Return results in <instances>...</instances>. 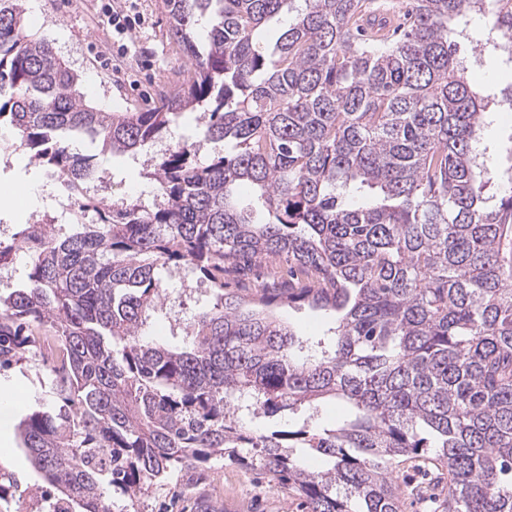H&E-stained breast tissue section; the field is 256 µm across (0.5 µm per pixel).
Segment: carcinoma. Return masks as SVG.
I'll list each match as a JSON object with an SVG mask.
<instances>
[{
  "instance_id": "carcinoma-1",
  "label": "carcinoma",
  "mask_w": 512,
  "mask_h": 512,
  "mask_svg": "<svg viewBox=\"0 0 512 512\" xmlns=\"http://www.w3.org/2000/svg\"><path fill=\"white\" fill-rule=\"evenodd\" d=\"M166 2L189 80L149 111L106 112L27 33L22 0H0L6 148L64 190L96 171L71 133L135 155L191 111L228 148L203 165L179 142L144 171L152 204L82 197L97 223L0 241V261L29 258L27 283L0 294V370L42 365V409L20 423L34 467L68 512H112V491L141 499L213 458L263 471L308 512H400V466L429 451L442 512H512V165L478 162L494 101L457 59V25L479 12L503 61L512 0H411L400 34L367 0ZM283 262L286 288L228 289L243 264ZM172 266L213 297L181 347L146 334ZM247 301L308 304L336 326L314 350L239 313ZM327 398L348 409L332 426L315 420ZM277 411L302 424L243 426ZM309 454L327 467L306 469Z\"/></svg>"
}]
</instances>
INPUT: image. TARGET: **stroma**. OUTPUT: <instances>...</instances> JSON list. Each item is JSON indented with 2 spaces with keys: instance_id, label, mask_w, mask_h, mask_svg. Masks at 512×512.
Wrapping results in <instances>:
<instances>
[{
  "instance_id": "obj_1",
  "label": "stroma",
  "mask_w": 512,
  "mask_h": 512,
  "mask_svg": "<svg viewBox=\"0 0 512 512\" xmlns=\"http://www.w3.org/2000/svg\"><path fill=\"white\" fill-rule=\"evenodd\" d=\"M37 10L26 13L27 29L37 38L50 40L58 57L78 77L77 89L85 101L108 112H143L153 107L162 89L187 77L188 65L178 43L169 31L164 0H37ZM139 15L134 30L120 35L109 25L103 13L105 4ZM470 39L461 41L462 56H480L479 66L469 69L470 82L495 90L512 84V71L499 64L490 54H477L474 39L486 38L482 20H472ZM482 144L489 164L504 169L512 165L507 147L512 144V112L493 113L483 130ZM159 142L144 150L141 158L110 156L101 164L109 177L100 187H90V194L118 204L130 199L149 203L156 186L143 175L144 160L166 149ZM23 187L39 188L34 202L20 201L19 210L0 214V240L10 241L13 234L27 224L33 214L55 216L66 210L71 200L56 191L37 169L27 166L26 159L12 152L0 153V194ZM193 276L172 273L166 280L169 293L179 302L177 317L156 314L152 333L171 341L178 335L179 322H186L206 302L204 289L195 285ZM269 315L290 327L308 341L326 336L334 318L308 305L279 304L269 307ZM41 394L38 366L22 362L0 376V399L10 397L15 412L0 415V468H5L22 485H43L44 479L30 463L15 427L27 413L36 409ZM213 505L212 512H304L298 497L288 494L270 477L254 470L211 460L204 466L177 471L155 484L148 497L132 500L116 494L113 512H199V501Z\"/></svg>"
}]
</instances>
